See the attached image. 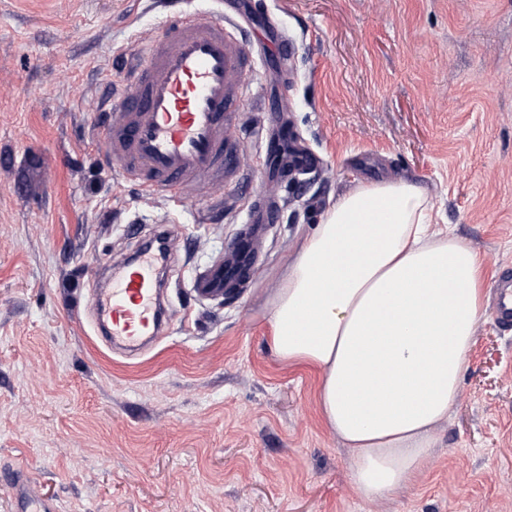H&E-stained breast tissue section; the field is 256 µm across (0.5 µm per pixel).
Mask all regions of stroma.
<instances>
[{"label":"stroma","instance_id":"stroma-1","mask_svg":"<svg viewBox=\"0 0 512 512\" xmlns=\"http://www.w3.org/2000/svg\"><path fill=\"white\" fill-rule=\"evenodd\" d=\"M293 40L248 78L241 177L223 220L186 204L164 274L168 327L136 355L94 324L100 267L172 206L117 178L96 132L115 56L158 33L154 0H0V468L24 463L61 512H512V330L480 322L453 413L410 490L352 485L319 371L270 343L298 244L359 184L416 183L480 257L486 302L512 278V0H240ZM281 122L321 159L274 175L251 128ZM276 221L245 287L198 302L250 202Z\"/></svg>","mask_w":512,"mask_h":512}]
</instances>
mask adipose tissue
Returning a JSON list of instances; mask_svg holds the SVG:
<instances>
[{"mask_svg":"<svg viewBox=\"0 0 512 512\" xmlns=\"http://www.w3.org/2000/svg\"><path fill=\"white\" fill-rule=\"evenodd\" d=\"M478 254L434 228L425 193L372 182L339 197L270 301L280 361L322 374L324 424L352 448L364 498L409 489L447 419L485 315Z\"/></svg>","mask_w":512,"mask_h":512,"instance_id":"obj_1","label":"adipose tissue"}]
</instances>
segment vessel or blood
<instances>
[{
  "label": "vessel or blood",
  "instance_id": "1",
  "mask_svg": "<svg viewBox=\"0 0 512 512\" xmlns=\"http://www.w3.org/2000/svg\"><path fill=\"white\" fill-rule=\"evenodd\" d=\"M254 39L250 26L223 12L182 8L165 18L159 34L138 43L112 85L100 131L114 174L179 205L233 181L239 173L233 133L257 61ZM163 261L150 250L136 266L113 265L111 287L96 289L98 321L112 342L135 350L157 335L161 289L155 269ZM255 264L248 243H241L229 260L196 274L193 292L201 300L221 298L225 286L248 276ZM493 315L512 324V284L500 285ZM11 474L20 512H60L57 500L35 492L25 468Z\"/></svg>",
  "mask_w": 512,
  "mask_h": 512
}]
</instances>
